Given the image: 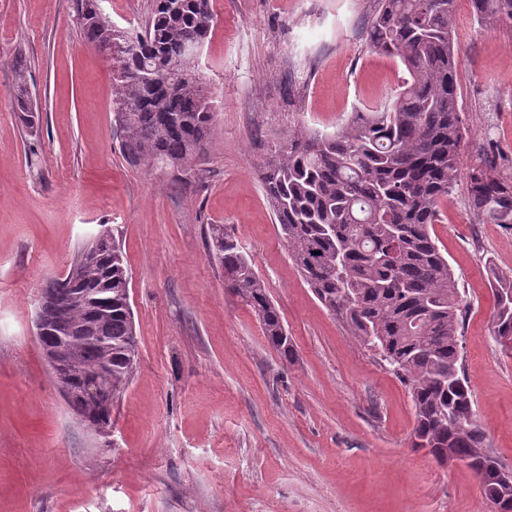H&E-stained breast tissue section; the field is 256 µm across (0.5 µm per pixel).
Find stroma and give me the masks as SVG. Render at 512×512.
Segmentation results:
<instances>
[{"mask_svg":"<svg viewBox=\"0 0 512 512\" xmlns=\"http://www.w3.org/2000/svg\"><path fill=\"white\" fill-rule=\"evenodd\" d=\"M212 6L197 70L218 116L200 171L181 175L125 159L112 68L85 44L73 0H0V512H497L467 468L413 446L408 387L300 277L260 179L289 128L331 133L395 97L408 73L366 42L375 0ZM455 29L461 167L512 182V28L458 0ZM213 224L252 258L291 359L225 287ZM104 226L128 269L139 348L107 439L54 385L34 324L45 282ZM432 235L467 308L477 423L512 472V350L492 326L512 226L482 223L461 180Z\"/></svg>","mask_w":512,"mask_h":512,"instance_id":"1","label":"stroma"}]
</instances>
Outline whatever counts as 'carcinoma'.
<instances>
[{
    "instance_id": "1",
    "label": "carcinoma",
    "mask_w": 512,
    "mask_h": 512,
    "mask_svg": "<svg viewBox=\"0 0 512 512\" xmlns=\"http://www.w3.org/2000/svg\"><path fill=\"white\" fill-rule=\"evenodd\" d=\"M457 0H378L366 27L371 51L401 62L409 79L394 100L352 113L332 134L288 130L266 158L261 181L296 270L357 341L377 351L410 389L413 446L468 470L498 512H512V481L488 466L495 457L476 423L465 374V308L457 281L432 236L440 204L461 177L464 124L458 105L454 19ZM473 15L512 24V0H468ZM76 0L86 42L112 57L113 106L127 160L187 175L210 150L213 97L195 70L189 41L202 46L214 21L210 0H154L142 28L119 31ZM471 206L484 224H512V184L476 170L467 176ZM209 251L224 284L255 313L284 358L293 345L280 310L251 257L223 224L209 230ZM69 287L51 278L35 320L69 349L54 384L70 388L72 412L101 435L112 405L138 363L129 273L105 228L73 260ZM494 336L512 348V277L495 278ZM100 385L95 402L78 390Z\"/></svg>"
}]
</instances>
